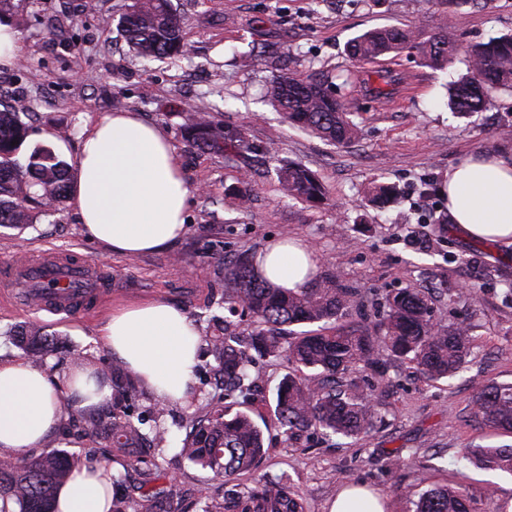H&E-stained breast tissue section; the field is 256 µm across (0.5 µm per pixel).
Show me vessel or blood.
I'll list each match as a JSON object with an SVG mask.
<instances>
[{
	"instance_id": "1",
	"label": "vessel or blood",
	"mask_w": 512,
	"mask_h": 512,
	"mask_svg": "<svg viewBox=\"0 0 512 512\" xmlns=\"http://www.w3.org/2000/svg\"><path fill=\"white\" fill-rule=\"evenodd\" d=\"M46 274H55L67 281V288L38 289L37 284ZM1 278L16 288L20 300L34 298L40 307L59 313H71L100 297L107 287L104 268L64 254H47L37 260H25L11 267Z\"/></svg>"
}]
</instances>
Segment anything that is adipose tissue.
Listing matches in <instances>:
<instances>
[{
    "label": "adipose tissue",
    "mask_w": 512,
    "mask_h": 512,
    "mask_svg": "<svg viewBox=\"0 0 512 512\" xmlns=\"http://www.w3.org/2000/svg\"><path fill=\"white\" fill-rule=\"evenodd\" d=\"M75 207L84 234L111 252L138 255L166 247L186 231L189 188L167 138L133 112H115L87 128L76 156ZM448 213L467 238L512 244V157L467 156L441 188ZM316 253L296 238L268 243L256 266L273 285H309ZM103 336L112 355L150 392L185 401L200 353L199 330L189 315L164 301L121 308ZM84 381L60 387L27 361L0 360V453L39 450L62 421L59 398L78 393L79 407L102 403L109 390L85 400ZM110 461L73 470L57 494L58 512H110Z\"/></svg>",
    "instance_id": "adipose-tissue-1"
}]
</instances>
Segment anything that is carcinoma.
Here are the masks:
<instances>
[{"label": "carcinoma", "mask_w": 512, "mask_h": 512, "mask_svg": "<svg viewBox=\"0 0 512 512\" xmlns=\"http://www.w3.org/2000/svg\"><path fill=\"white\" fill-rule=\"evenodd\" d=\"M471 0H445V21L427 30L421 26L375 28L354 37L347 53L355 62H370L406 49L417 52L423 62L442 67L460 52L448 38V20L455 8ZM129 48L144 60L184 53L187 32L171 0H131L121 20ZM467 73L450 83L448 107L460 116L482 112L491 103L492 92L512 93V35L492 38L466 49ZM269 97L283 122L298 126L333 145H348L357 139L359 126L343 101L333 94L326 80L305 79L281 72L273 77ZM24 104L0 109V227L33 224L59 210L70 188L71 165L53 149L40 145L19 155L29 136L23 120ZM184 135L192 145L226 155L242 156L252 146L241 126L224 125L207 107L190 105L185 112ZM265 173L273 174L283 197L305 203H320L329 191L306 166L281 162ZM234 188L238 209L251 207V182ZM332 271L297 291L276 288L255 271L252 256L240 255L224 268V308L232 316L248 317L254 326L250 341L242 342L229 320H217L220 334L212 337L216 387L220 394L191 417L180 456L228 484L252 475L265 455L264 433L249 407L231 409L227 400L254 387L252 368L259 357H285L294 373L276 387L273 415L287 436L310 429L354 437L368 433L379 414L372 394L360 382L343 379L362 364L380 369L382 353L415 365L433 381L459 373L470 349V329L464 324L445 328L431 315L429 298L417 288L388 295L382 320L374 325L342 322L357 303L355 292L339 284ZM318 325L290 338L288 327ZM8 340L32 359L43 362L54 355L59 338L40 327L24 325ZM99 385L111 388V408L83 410L79 431L112 442L115 457L130 466L143 465L141 497L130 501L119 494L125 474L112 475L111 512H171L161 492L149 484L161 477L154 469L164 452L165 408L153 407V419L134 415L128 402L137 395V378L121 363L108 372H94ZM476 414L488 426L512 433V383L477 386ZM462 459L492 473L512 474V446L478 447L464 451ZM95 459H80L65 450L47 448L38 454L24 450L0 455V512H56V492L78 465ZM409 512H472L465 486L436 487L410 500ZM202 512H305L302 498L281 480L256 479L237 493L206 497Z\"/></svg>", "instance_id": "obj_1"}]
</instances>
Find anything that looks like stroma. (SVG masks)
<instances>
[{"label": "stroma", "mask_w": 512, "mask_h": 512, "mask_svg": "<svg viewBox=\"0 0 512 512\" xmlns=\"http://www.w3.org/2000/svg\"><path fill=\"white\" fill-rule=\"evenodd\" d=\"M184 17L190 51L180 59H135L117 31L131 0H13L9 19L20 34L12 66L0 68V103L27 100L32 129L77 153L86 127L114 112H134L156 125L174 148L189 187L188 230L179 241L137 256L105 255L82 233L72 199L54 216L25 230L0 228V268L22 255L72 252L112 272L111 293L72 316L31 304L0 301V329L24 322L63 334L73 353L96 369L111 363L100 336L105 316L135 302L163 300L183 308L202 340L215 335L223 316L224 266L243 253L258 254L285 235L307 243L319 270L338 273L361 302L351 320H378L384 297L401 288L428 289L435 322L466 323L472 345L465 369L428 380L409 362L387 361L383 370L354 368L383 407V419L366 435L346 438L305 433L290 439L275 425L264 430L266 454L258 476L283 480L307 505H327L348 484L375 491L386 512H407L408 500L436 486L464 484L475 512H512V475L489 474L465 461V449L499 446L512 437L474 415V385L512 382V246L472 241L448 223L440 187L450 168L468 155H512V95L467 118L447 106L446 86L466 74L464 55L442 69L387 56L357 66L347 42L370 29L430 23L442 0H173ZM512 33V0L466 4L448 34L467 47ZM312 76L330 73L359 124L347 147L324 144L285 125L265 94L280 65ZM394 81L387 99H376L378 75ZM208 103L217 119L244 126L258 155L273 151L314 171L329 190L320 205L281 198L273 180L253 183L256 200L238 211L228 188L245 167L191 147L184 137L181 103ZM395 189L388 203L371 201V182ZM438 223H429V216ZM289 371L283 358L258 360V388L243 405L262 410ZM193 405L170 403V429L162 486L174 512H196L218 483L178 454V423ZM494 480V499L484 495Z\"/></svg>", "instance_id": "35a3bbf8"}]
</instances>
